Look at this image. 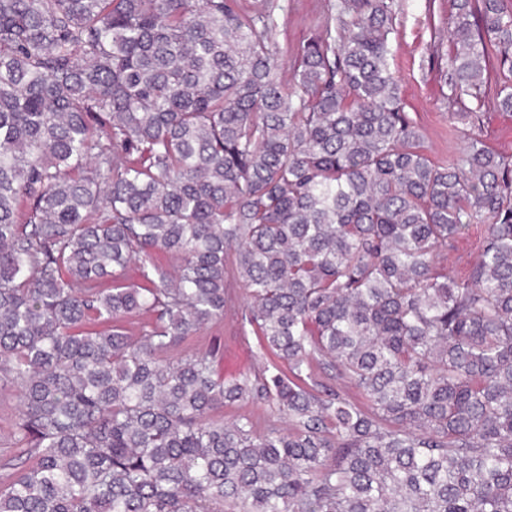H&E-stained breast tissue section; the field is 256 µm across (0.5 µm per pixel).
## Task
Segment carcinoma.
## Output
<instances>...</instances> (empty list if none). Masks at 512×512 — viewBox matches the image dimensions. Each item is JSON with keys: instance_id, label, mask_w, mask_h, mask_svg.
Returning a JSON list of instances; mask_svg holds the SVG:
<instances>
[{"instance_id": "obj_1", "label": "carcinoma", "mask_w": 512, "mask_h": 512, "mask_svg": "<svg viewBox=\"0 0 512 512\" xmlns=\"http://www.w3.org/2000/svg\"><path fill=\"white\" fill-rule=\"evenodd\" d=\"M453 8L474 126L490 70L512 112V0ZM274 10L0 0V382L27 454L0 512H512V157L427 155L396 0H341L288 77ZM231 274L288 374L164 357ZM244 399L292 428L215 417ZM484 230V224H470L456 239L453 247L448 250V274L457 277L465 272L468 262L478 253Z\"/></svg>"}]
</instances>
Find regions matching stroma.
I'll use <instances>...</instances> for the list:
<instances>
[{"mask_svg": "<svg viewBox=\"0 0 512 512\" xmlns=\"http://www.w3.org/2000/svg\"><path fill=\"white\" fill-rule=\"evenodd\" d=\"M275 49L285 68H292L302 43L316 34L332 0H275ZM399 9L390 36L389 64L398 79V92L404 112L417 124L429 156L437 163L456 159L466 144V124L452 120L448 71L453 54L449 40L448 17L452 0H397ZM478 133L491 151L512 157V112L486 104ZM231 304L223 319L205 325L189 341L175 347L170 359L212 353L214 366L225 380L253 376L275 364V357L264 348L254 325L246 317L249 299L241 282L231 281ZM19 407L15 388L0 385V488L8 481L6 464L20 450L12 437V425ZM225 422L248 416L258 432L271 427L284 428L285 421L275 404L244 400L223 407Z\"/></svg>", "mask_w": 512, "mask_h": 512, "instance_id": "stroma-1", "label": "stroma"}]
</instances>
